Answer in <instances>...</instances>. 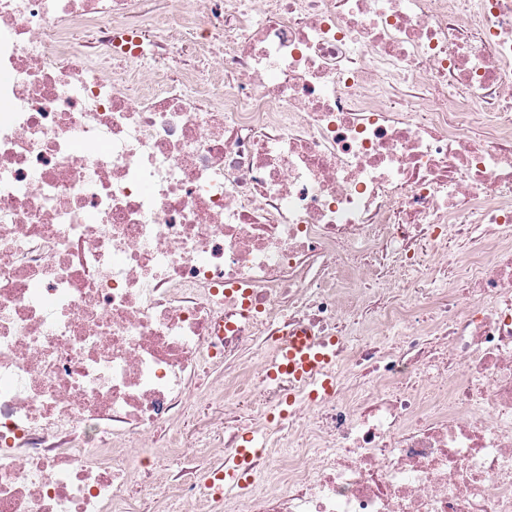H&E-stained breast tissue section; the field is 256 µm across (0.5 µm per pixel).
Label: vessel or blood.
Returning a JSON list of instances; mask_svg holds the SVG:
<instances>
[{
  "label": "vessel or blood",
  "instance_id": "1",
  "mask_svg": "<svg viewBox=\"0 0 512 512\" xmlns=\"http://www.w3.org/2000/svg\"><path fill=\"white\" fill-rule=\"evenodd\" d=\"M335 365V354L326 344L308 333H290L270 357L267 369L270 378L282 376L291 380L327 389L330 384L329 369ZM243 478L238 463L219 467L209 485L211 493L220 495L239 485Z\"/></svg>",
  "mask_w": 512,
  "mask_h": 512
}]
</instances>
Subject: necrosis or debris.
<instances>
[{"mask_svg":"<svg viewBox=\"0 0 512 512\" xmlns=\"http://www.w3.org/2000/svg\"><path fill=\"white\" fill-rule=\"evenodd\" d=\"M300 329L328 393L241 363ZM160 493L512 512V0H0V512ZM232 407V401L224 400L220 404H209L207 407H203L193 419L185 426L184 437L186 434L190 436L192 433L203 432V425L212 421L215 418L224 417V409ZM201 429V430H199ZM247 445L240 448V457L237 462L231 465L220 466L209 485V491L214 495H224V490L232 489L240 484L243 478L241 463L250 458L256 450L258 443L255 438H245Z\"/></svg>","mask_w":512,"mask_h":512,"instance_id":"1","label":"necrosis or debris"}]
</instances>
